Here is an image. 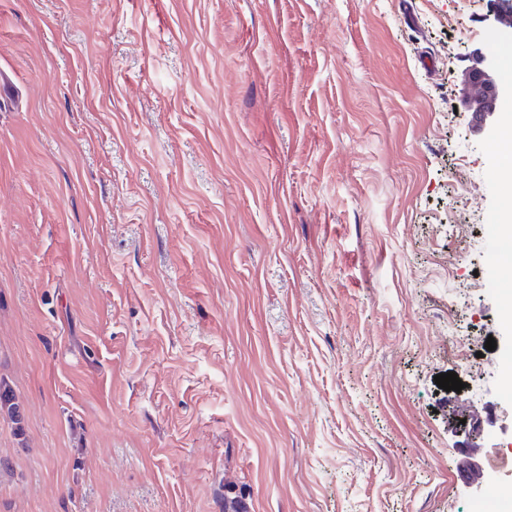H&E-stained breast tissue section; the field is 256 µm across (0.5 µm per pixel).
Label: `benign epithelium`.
Returning <instances> with one entry per match:
<instances>
[{"label": "benign epithelium", "mask_w": 512, "mask_h": 512, "mask_svg": "<svg viewBox=\"0 0 512 512\" xmlns=\"http://www.w3.org/2000/svg\"><path fill=\"white\" fill-rule=\"evenodd\" d=\"M490 35L505 44L512 43V0H487L486 13L483 16ZM468 65L465 74L468 81L482 84L486 95L472 97L468 92L461 93L462 111L478 116V121L472 124V132L476 135L493 128L497 122L498 110L496 104L502 99H512V84H507L501 75V60L495 54L475 48L466 57ZM455 433L465 438L464 446L480 447L485 432L482 422L468 420L455 425Z\"/></svg>", "instance_id": "1"}]
</instances>
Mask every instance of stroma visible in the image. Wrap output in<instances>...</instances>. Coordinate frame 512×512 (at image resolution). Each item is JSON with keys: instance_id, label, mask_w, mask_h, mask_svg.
Segmentation results:
<instances>
[{"instance_id": "stroma-1", "label": "stroma", "mask_w": 512, "mask_h": 512, "mask_svg": "<svg viewBox=\"0 0 512 512\" xmlns=\"http://www.w3.org/2000/svg\"><path fill=\"white\" fill-rule=\"evenodd\" d=\"M485 11L0 0V512H479L489 406L512 500ZM468 65L465 74L469 82L477 81L482 84L486 95L470 97L467 91L461 93L462 112L478 116V121L472 124V132L480 135L485 130L493 128L497 122L498 110L496 104L502 99H512V84L502 79L501 60L495 54L485 52L482 48H474L466 57ZM472 420V418L469 419L465 424L457 422L455 425V433L457 436L465 438V447L482 448L479 442L483 441L488 433L485 432L481 421L477 418L474 421Z\"/></svg>"}]
</instances>
